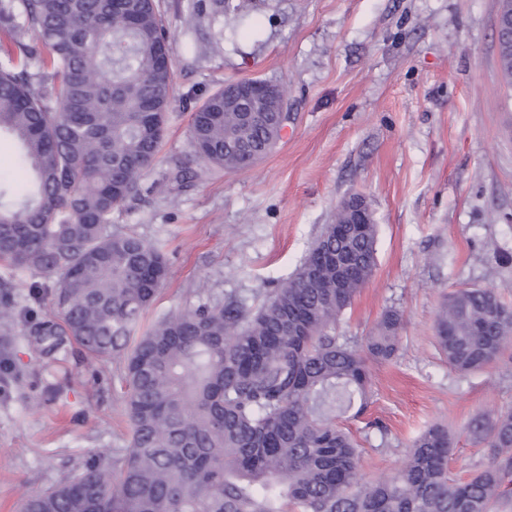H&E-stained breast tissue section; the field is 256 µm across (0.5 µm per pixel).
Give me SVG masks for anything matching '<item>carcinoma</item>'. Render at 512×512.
<instances>
[{
  "instance_id": "cac0c4a2",
  "label": "carcinoma",
  "mask_w": 512,
  "mask_h": 512,
  "mask_svg": "<svg viewBox=\"0 0 512 512\" xmlns=\"http://www.w3.org/2000/svg\"><path fill=\"white\" fill-rule=\"evenodd\" d=\"M0 132L20 145L22 202L0 185V261L54 278V318L29 326L41 351L67 344L125 362L129 448L91 457L21 512H499L512 501V409L487 429L492 463L448 478L454 439L425 430L401 469L367 485L336 418L367 409L366 360L398 350L388 311L365 348L333 334L376 266L377 224L325 226L294 276L246 316L206 303L138 328L168 275L161 246L121 232L114 215L140 195L160 152L173 68L158 0H0ZM228 82L191 113L197 160L227 171L276 144L284 117L250 123L224 109ZM183 167L170 188L190 186ZM448 364L491 366L512 342V307L491 288L448 294L436 327Z\"/></svg>"
}]
</instances>
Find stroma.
I'll return each instance as SVG.
<instances>
[{
  "mask_svg": "<svg viewBox=\"0 0 512 512\" xmlns=\"http://www.w3.org/2000/svg\"><path fill=\"white\" fill-rule=\"evenodd\" d=\"M161 0L172 35L166 132L142 191L116 226L163 245L168 276L146 323L215 300L256 311L293 276L360 194L378 226L377 266L337 320L362 346L387 311L400 345L369 362L373 396L349 420L363 482L387 480L429 426L456 436L450 478L489 461L470 427L512 408V345L462 373L439 353L438 309L458 288L490 287L512 306V79L498 61L500 0ZM283 86L288 119L276 147L228 172L197 161L194 109L225 83ZM193 180L171 192L174 165ZM42 276L11 281L15 323L0 330V512L73 475L90 450L116 460L129 445L124 363L82 359L76 346L42 356L30 322L52 315Z\"/></svg>",
  "mask_w": 512,
  "mask_h": 512,
  "instance_id": "35a3bbf8",
  "label": "stroma"
}]
</instances>
